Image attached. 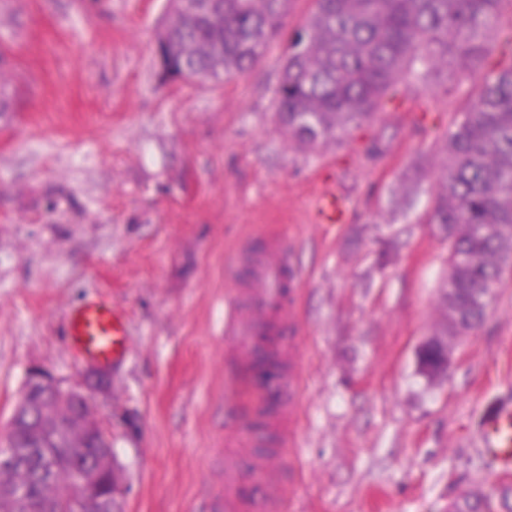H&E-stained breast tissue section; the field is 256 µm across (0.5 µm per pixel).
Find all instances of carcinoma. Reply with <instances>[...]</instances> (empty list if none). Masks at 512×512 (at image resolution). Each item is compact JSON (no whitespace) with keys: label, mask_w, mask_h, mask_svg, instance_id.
<instances>
[{"label":"carcinoma","mask_w":512,"mask_h":512,"mask_svg":"<svg viewBox=\"0 0 512 512\" xmlns=\"http://www.w3.org/2000/svg\"><path fill=\"white\" fill-rule=\"evenodd\" d=\"M292 0H170L157 35L160 68L222 81L265 57ZM507 24L491 57L484 37ZM466 61L478 81L445 134L448 160L430 222L447 232L451 271L445 285L448 328L473 330L512 263V0H315L288 44L274 89L281 128L303 150L374 117L411 76L425 81L448 61ZM50 435L39 420L12 419L10 455L0 456V512H70L77 448L45 449V476L25 462Z\"/></svg>","instance_id":"carcinoma-1"}]
</instances>
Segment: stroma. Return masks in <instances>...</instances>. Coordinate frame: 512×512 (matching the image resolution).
I'll use <instances>...</instances> for the list:
<instances>
[{
    "mask_svg": "<svg viewBox=\"0 0 512 512\" xmlns=\"http://www.w3.org/2000/svg\"><path fill=\"white\" fill-rule=\"evenodd\" d=\"M294 0L267 58L223 82L162 79L167 0H0V439L39 369L92 385L66 316L107 296L130 327L92 417L112 436L115 512H202L235 453L225 427L226 295L235 250L277 233L300 242L295 494L285 512H454L512 472L478 443L512 405V267L483 323L450 337L457 361L432 382L424 340L446 330L449 243L429 211L449 121L470 85L436 71L398 106L306 154L274 107L278 58L313 9ZM347 224L310 221L319 184Z\"/></svg>",
    "mask_w": 512,
    "mask_h": 512,
    "instance_id": "1",
    "label": "stroma"
}]
</instances>
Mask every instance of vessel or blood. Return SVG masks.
<instances>
[{"mask_svg": "<svg viewBox=\"0 0 512 512\" xmlns=\"http://www.w3.org/2000/svg\"><path fill=\"white\" fill-rule=\"evenodd\" d=\"M314 220L331 230L347 222V212L335 189L318 195ZM295 252L294 243L284 238L267 239L259 247L248 241L239 247L237 257L244 276L229 302L224 328L234 347L224 368L226 398L239 397L245 364L268 361L278 369L265 385L266 394L276 399L277 406L264 427L283 448L294 442L292 419L300 388L293 338L298 323L294 290L300 287L304 272ZM66 329L70 345L79 355L100 362L119 359L129 346L124 315L105 300L88 301L73 309ZM479 445L493 460H512V410L500 411L486 424L479 435ZM266 473L264 492L255 500L244 502L239 496L243 480L240 466L235 459H225L224 495L211 500V512H284V471L270 466Z\"/></svg>", "mask_w": 512, "mask_h": 512, "instance_id": "vessel-or-blood-1", "label": "vessel or blood"}]
</instances>
